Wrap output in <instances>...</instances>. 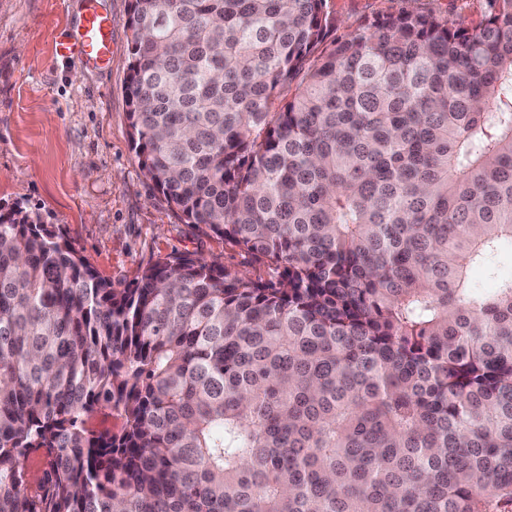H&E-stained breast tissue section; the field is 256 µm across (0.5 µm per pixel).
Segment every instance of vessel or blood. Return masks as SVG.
<instances>
[{"instance_id":"obj_1","label":"vessel or blood","mask_w":512,"mask_h":512,"mask_svg":"<svg viewBox=\"0 0 512 512\" xmlns=\"http://www.w3.org/2000/svg\"><path fill=\"white\" fill-rule=\"evenodd\" d=\"M57 55L104 67L112 60V17L100 10L98 0H84V11L75 29L60 39Z\"/></svg>"}]
</instances>
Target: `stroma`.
Listing matches in <instances>:
<instances>
[{
	"instance_id": "1",
	"label": "stroma",
	"mask_w": 512,
	"mask_h": 512,
	"mask_svg": "<svg viewBox=\"0 0 512 512\" xmlns=\"http://www.w3.org/2000/svg\"><path fill=\"white\" fill-rule=\"evenodd\" d=\"M132 0H100L112 17V61L88 67L55 52L83 0H0V206L22 203L62 228L98 275L134 287L174 252L250 275L264 265L185 223L140 169L130 141L125 78ZM337 34L410 7L474 27L486 0H329Z\"/></svg>"
}]
</instances>
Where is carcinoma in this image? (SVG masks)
I'll use <instances>...</instances> for the list:
<instances>
[{
  "label": "carcinoma",
  "mask_w": 512,
  "mask_h": 512,
  "mask_svg": "<svg viewBox=\"0 0 512 512\" xmlns=\"http://www.w3.org/2000/svg\"><path fill=\"white\" fill-rule=\"evenodd\" d=\"M488 4L337 37L328 0H132L141 170L271 275L174 253L118 290L0 211V512H512V0Z\"/></svg>",
  "instance_id": "1"
}]
</instances>
